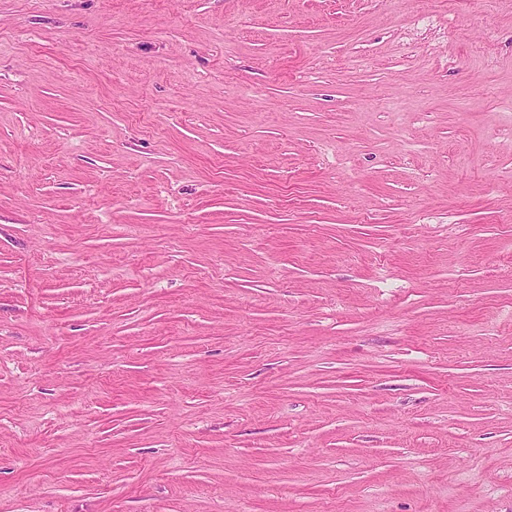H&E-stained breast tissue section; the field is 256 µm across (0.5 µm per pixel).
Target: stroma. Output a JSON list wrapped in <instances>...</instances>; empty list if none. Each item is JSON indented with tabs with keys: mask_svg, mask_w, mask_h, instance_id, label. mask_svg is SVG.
Instances as JSON below:
<instances>
[{
	"mask_svg": "<svg viewBox=\"0 0 512 512\" xmlns=\"http://www.w3.org/2000/svg\"><path fill=\"white\" fill-rule=\"evenodd\" d=\"M0 512H512V0H0Z\"/></svg>",
	"mask_w": 512,
	"mask_h": 512,
	"instance_id": "35a3bbf8",
	"label": "stroma"
}]
</instances>
